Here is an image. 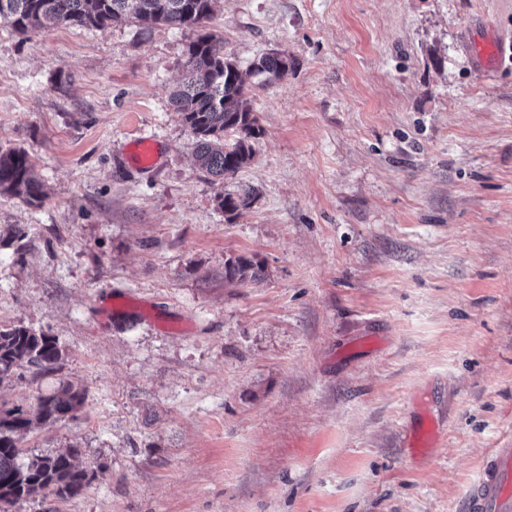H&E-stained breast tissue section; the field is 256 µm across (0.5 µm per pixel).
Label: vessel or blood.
I'll list each match as a JSON object with an SVG mask.
<instances>
[{
    "mask_svg": "<svg viewBox=\"0 0 512 512\" xmlns=\"http://www.w3.org/2000/svg\"><path fill=\"white\" fill-rule=\"evenodd\" d=\"M505 44L501 36L471 43L470 52L481 71L497 68ZM460 512H512V447L491 449L479 477L470 485L461 503Z\"/></svg>",
    "mask_w": 512,
    "mask_h": 512,
    "instance_id": "b4317fda",
    "label": "vessel or blood"
}]
</instances>
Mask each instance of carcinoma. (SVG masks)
I'll return each mask as SVG.
<instances>
[{
	"label": "carcinoma",
	"mask_w": 512,
	"mask_h": 512,
	"mask_svg": "<svg viewBox=\"0 0 512 512\" xmlns=\"http://www.w3.org/2000/svg\"><path fill=\"white\" fill-rule=\"evenodd\" d=\"M215 0H0V20L19 33L39 31L51 24L103 27L122 17L142 24L173 28H200L183 64L182 80L171 94L174 111L181 114L199 167L226 180L248 164L253 143L261 135L252 95L282 79L291 66L281 53L256 57L243 72L224 56V38L205 31ZM233 140H224L226 133ZM0 192L27 202L41 199V187L32 176L28 153L23 149L0 150ZM255 191L241 186L218 196V205L231 217L247 207ZM254 266L243 258L228 261L224 279L229 283L256 277ZM63 350L56 337L27 327L0 328V385L16 378L54 372ZM84 392L66 383L49 395L35 397V409L0 404V500H21L54 494L77 498L92 476L74 459L79 449L50 455L22 457L21 440L36 424L56 422L77 411Z\"/></svg>",
	"instance_id": "carcinoma-1"
}]
</instances>
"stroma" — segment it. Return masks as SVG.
Returning a JSON list of instances; mask_svg holds the SVG:
<instances>
[{
  "mask_svg": "<svg viewBox=\"0 0 512 512\" xmlns=\"http://www.w3.org/2000/svg\"><path fill=\"white\" fill-rule=\"evenodd\" d=\"M468 20L512 38V0H218L225 56L292 64L222 182L170 101L194 30L0 24V148L43 191L0 193V235L26 232L0 327L64 350L0 402L82 388L21 446L95 473L11 512H459L512 447V59L480 72ZM238 257L259 276L226 282ZM255 191L250 186L238 187L235 193H224L218 196V205L225 215L236 217L242 208H246L253 198Z\"/></svg>",
  "mask_w": 512,
  "mask_h": 512,
  "instance_id": "stroma-1",
  "label": "stroma"
}]
</instances>
